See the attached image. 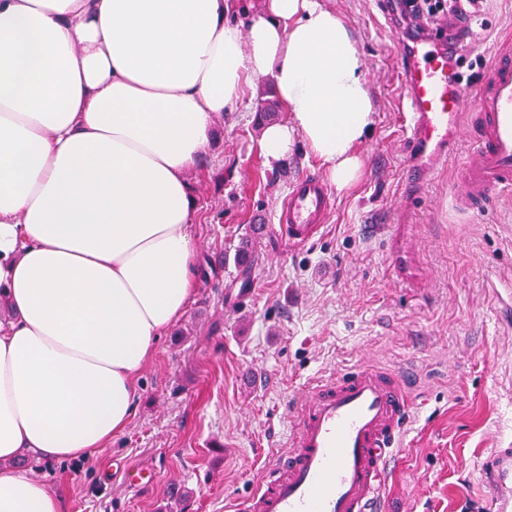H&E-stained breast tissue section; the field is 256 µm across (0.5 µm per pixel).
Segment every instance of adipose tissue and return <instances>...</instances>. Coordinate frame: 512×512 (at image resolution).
Here are the masks:
<instances>
[{
  "label": "adipose tissue",
  "instance_id": "1",
  "mask_svg": "<svg viewBox=\"0 0 512 512\" xmlns=\"http://www.w3.org/2000/svg\"><path fill=\"white\" fill-rule=\"evenodd\" d=\"M270 77L337 189L373 124L362 52L323 0H0V512H62L9 468L100 452L134 414L136 380L197 282L187 173L215 120Z\"/></svg>",
  "mask_w": 512,
  "mask_h": 512
}]
</instances>
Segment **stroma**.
Listing matches in <instances>:
<instances>
[{"mask_svg": "<svg viewBox=\"0 0 512 512\" xmlns=\"http://www.w3.org/2000/svg\"><path fill=\"white\" fill-rule=\"evenodd\" d=\"M327 3L362 48L375 112L359 179L334 192L316 240L290 247L274 229L288 186L306 173L327 176L326 166L300 140L287 162L267 165L256 106L216 120L209 158L188 175L200 215L198 284L138 379L133 418L98 454H30L21 466L61 496L64 512H226L284 450L289 402L357 365L411 371L428 402L386 512H494L482 466L512 446V321L500 319L496 292L512 286V193L481 217L453 205L464 143L421 208L409 209L395 31L375 0ZM477 29L481 43L462 62L473 83L500 34L512 32V0H486ZM375 208L411 225L421 288L406 287L389 244L366 234ZM251 224L261 231L253 264L241 269L224 256ZM128 471L147 484L130 490Z\"/></svg>", "mask_w": 512, "mask_h": 512, "instance_id": "stroma-1", "label": "stroma"}]
</instances>
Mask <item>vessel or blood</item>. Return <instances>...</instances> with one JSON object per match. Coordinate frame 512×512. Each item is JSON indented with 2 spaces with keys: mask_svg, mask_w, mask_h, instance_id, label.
<instances>
[{
  "mask_svg": "<svg viewBox=\"0 0 512 512\" xmlns=\"http://www.w3.org/2000/svg\"><path fill=\"white\" fill-rule=\"evenodd\" d=\"M402 75L408 151L404 180L409 202L447 168L460 138L469 152L458 171L454 200L479 211L512 192V47L492 56L478 85L459 71L447 27L416 25L395 55ZM333 208L325 179L297 178L278 217L279 233L306 244ZM371 232L394 241L392 260L408 287H419L415 253L403 246L407 227L384 217ZM412 376L357 367L310 384L287 409V449L263 471L258 487L233 512H385L387 476L402 438L422 409ZM484 476L495 512H512V448L499 449Z\"/></svg>",
  "mask_w": 512,
  "mask_h": 512,
  "instance_id": "vessel-or-blood-1",
  "label": "vessel or blood"
}]
</instances>
